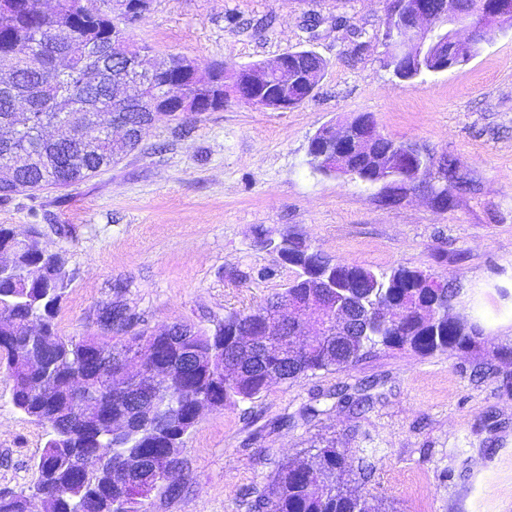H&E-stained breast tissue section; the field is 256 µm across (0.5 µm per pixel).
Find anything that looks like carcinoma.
I'll list each match as a JSON object with an SVG mask.
<instances>
[{
  "label": "carcinoma",
  "instance_id": "obj_1",
  "mask_svg": "<svg viewBox=\"0 0 512 512\" xmlns=\"http://www.w3.org/2000/svg\"><path fill=\"white\" fill-rule=\"evenodd\" d=\"M56 0L55 10H43L42 0H0V70L9 69L15 81L0 87V156L21 157L8 176L0 178V202L17 194L46 188H64L98 174L136 150L142 131L156 114L147 99L162 90L201 98L200 111L214 112L215 89L191 81L183 70L193 61L171 55L158 59L149 46L130 39L125 19L107 7L108 0ZM471 46L448 53L453 69L479 54ZM289 62L325 71L326 63L312 50L288 53ZM137 68L152 72L153 81L141 95L130 94L118 104L115 94L125 89ZM70 112L84 113L83 122L64 135L52 136L46 129L61 123ZM117 125L122 136L101 135L100 128ZM410 142L387 136L377 143L381 153L404 155ZM289 251L304 259L295 264L293 279L275 298L246 313H231L215 330L197 329L194 344L213 351V369L224 366L227 351L239 338L257 334L259 315L276 319L281 302L306 299L307 276L332 259L306 240L288 237ZM335 299L353 298L360 306L363 325L355 334H345L331 324L316 349L296 351L291 341L278 342L288 364L281 371L285 380H295L318 371H341L378 347L408 349L422 355L439 351L480 353L484 336L481 325L453 314L456 291L448 284V302H434L427 281L434 276L418 269L394 267L375 271L358 265L335 263ZM71 281L65 259L49 254L32 237L18 247L14 263L0 270V320H13L15 329L0 330V373L13 382L12 402L27 416L48 429L43 454L37 463L33 490L45 485L56 496L47 502V512H147L148 500L130 489H121L104 466L76 473L87 456L112 458L126 455L143 458L144 468L135 478L142 484L162 485L150 466L153 461L180 457L185 438L195 426L194 405L202 395L224 401L227 408L259 397L267 389L265 372L278 360L263 358L250 347L239 348L236 368L216 378L201 364V373L174 381L158 382L165 398L157 415L146 417L129 429L123 443L115 445L100 430L80 424L65 425L79 410L70 390L72 380L83 379L86 387L100 392L89 420L106 426L125 410L124 399L112 394L108 368L100 360L118 361L125 350L145 332H129L126 310L107 306L102 322L109 330L125 331L119 342L103 338H63L54 331V319ZM41 322L36 333L27 329L31 319ZM41 384L56 388L54 396L37 393ZM26 495H0V512H25ZM268 512H389L390 506L370 498L352 479L345 451L333 444L317 448L282 464L268 495L254 508Z\"/></svg>",
  "mask_w": 512,
  "mask_h": 512
}]
</instances>
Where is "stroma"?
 Returning <instances> with one entry per match:
<instances>
[{
  "mask_svg": "<svg viewBox=\"0 0 512 512\" xmlns=\"http://www.w3.org/2000/svg\"><path fill=\"white\" fill-rule=\"evenodd\" d=\"M390 0H150L131 37L200 68L269 62L300 49L327 69L288 111L229 101L158 118L139 149L66 188L0 203V224L62 252L71 282L57 335L103 336L100 313L135 328H214L287 287L291 266L258 237L302 236L333 260L398 265L453 282L456 313L477 319L485 353L375 349L349 369L272 384L235 408L204 410L180 453L184 478L149 512H253L278 466L335 442L371 467L368 494L397 512H512V28L457 68L404 81L383 63ZM373 114L381 132L458 159L453 178L380 202L375 185L308 165L323 125ZM371 384L370 405L336 391ZM0 375V493H29L46 428L12 403ZM315 408L303 417L305 408Z\"/></svg>",
  "mask_w": 512,
  "mask_h": 512,
  "instance_id": "1",
  "label": "stroma"
}]
</instances>
